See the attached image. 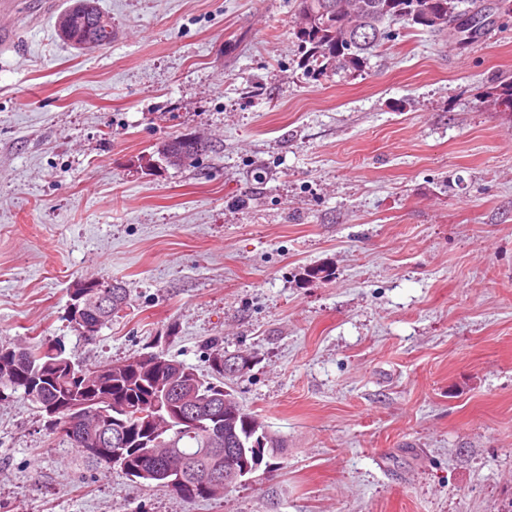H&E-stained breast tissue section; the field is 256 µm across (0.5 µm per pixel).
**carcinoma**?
<instances>
[{"label": "carcinoma", "instance_id": "obj_1", "mask_svg": "<svg viewBox=\"0 0 512 512\" xmlns=\"http://www.w3.org/2000/svg\"><path fill=\"white\" fill-rule=\"evenodd\" d=\"M296 16L306 17L307 29L296 32L306 53L316 63L317 75L326 76L341 72H358L368 57L383 48L389 40L391 25L402 21L410 26L441 37H453L458 43L471 42L485 29L486 8L471 0L472 7L459 9L462 0H295ZM62 14L71 17V35L66 43L73 45L83 41L89 30L85 17L79 15L75 5H70ZM470 16L474 34L466 37L448 31V19L456 15ZM480 103L500 112H512V81L495 86L486 92ZM168 151L175 156H193L199 152H212L210 142L200 139L193 144L176 136L169 139ZM112 311L103 316L93 313L90 320L105 325L112 315L128 305L126 288L116 284L110 288ZM209 374L201 375L197 370L175 359L158 353L163 360L160 365L133 367L121 363H110L90 371L80 368L73 357L66 353L63 344L41 343L26 349L10 344H0V402L21 397L39 406L44 402L91 405L85 413L76 415L62 412L57 416L52 435L75 447L85 461L96 467L110 468L114 465L135 482L153 483L166 488L164 480L154 476L145 478L139 471L155 472L166 465L184 471L192 488L177 497L186 502L216 499L198 486L200 477L215 464L221 466L241 465V458H232L224 448L206 445L204 430L195 425L174 424L169 439L172 450L156 458H144L130 463H114L110 458H94L85 453L92 446L93 424H101L104 418H112L111 425L119 426L117 407L134 404L137 409L150 412L161 403L169 379L176 373L192 376L197 390L211 401L225 405L224 442L232 443L239 438L247 439L254 430H263L264 425L257 415L245 410L234 394L226 389L232 377L225 373V361L234 356L224 351L223 340H209Z\"/></svg>", "mask_w": 512, "mask_h": 512}]
</instances>
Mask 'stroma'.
Returning a JSON list of instances; mask_svg holds the SVG:
<instances>
[{
    "instance_id": "obj_1",
    "label": "stroma",
    "mask_w": 512,
    "mask_h": 512,
    "mask_svg": "<svg viewBox=\"0 0 512 512\" xmlns=\"http://www.w3.org/2000/svg\"><path fill=\"white\" fill-rule=\"evenodd\" d=\"M70 0H14L0 56V343L83 365L160 352L230 386L285 444L187 503L85 464L0 403V512H507L512 507V15L460 45L394 25L317 77L294 0H99L119 36L62 43ZM191 133L194 167L157 149ZM130 306L93 339L87 280ZM486 103L499 112H512V81L487 91L480 100V104ZM116 285H112V282H105V281H95V285L92 287H89L88 285H84L82 288H74L73 291L70 294V301H73V298L75 295L82 293L85 289L84 288H110V292L112 294V311L110 314L102 315L101 313H97L96 311H92L93 315L90 316L91 321H95L100 323L99 328L96 330L95 335L99 331L100 328H102L106 323L112 320V315L118 313L119 311L123 310L122 308L128 305V298H127V291L126 288L123 287L120 283H115ZM114 287V288H113ZM70 302V303H71ZM70 303L67 308L68 318L70 322L77 325V327L81 330V326H79L77 323L73 321L71 318L69 311H70ZM124 307V308H125ZM97 316V317H96ZM99 316L103 317V320H99ZM84 339H89L93 336H83L82 332H80ZM107 304H108V292L106 289H103L102 293H99L92 297L91 299H86L85 295H79L75 298V302L72 303V312L76 320L80 322H84L85 317L88 313V309L91 306L94 307H101L105 310H107Z\"/></svg>"
}]
</instances>
